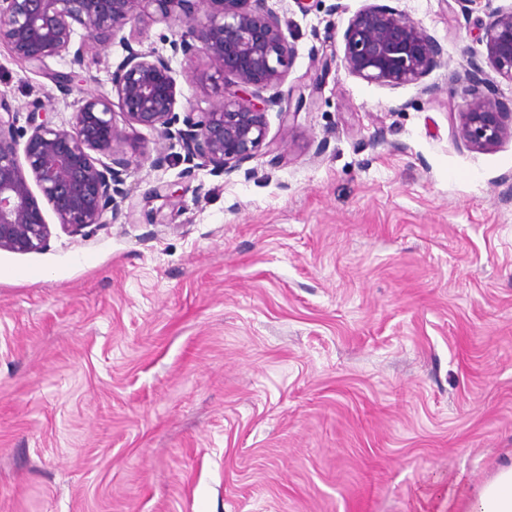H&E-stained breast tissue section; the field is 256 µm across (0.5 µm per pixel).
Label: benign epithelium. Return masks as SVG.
<instances>
[{
  "mask_svg": "<svg viewBox=\"0 0 512 512\" xmlns=\"http://www.w3.org/2000/svg\"><path fill=\"white\" fill-rule=\"evenodd\" d=\"M153 3L157 15L149 12ZM157 21L187 24L172 51L204 56L208 70L188 74L186 81L224 83L222 100L208 111L180 106L169 61L136 50L128 41L126 59L112 72L117 101L107 95L82 97L75 122L67 128L55 125L36 99L26 116L31 134L22 144L20 111L0 99V250L36 252L50 240L33 183L66 233L119 218L117 199L126 197L123 172L137 155L127 151L130 143L114 119L115 105L126 125L177 140L187 157L202 159L216 175L239 169L263 147L267 112L282 107L279 94L264 92L281 81L295 55L266 0H0V42L33 67L55 56H68L71 64L81 66L87 41L106 45L127 27ZM77 27L85 32L78 42ZM483 41L495 71L512 81V9L489 16ZM441 62L442 48L427 31L387 5L357 12L343 35L341 63L370 83L393 88L417 84ZM228 75L234 81L226 82ZM455 78L465 82L466 97L457 138L477 149L512 139V111L481 96L478 66L470 64ZM101 155L111 163L99 160Z\"/></svg>",
  "mask_w": 512,
  "mask_h": 512,
  "instance_id": "1",
  "label": "benign epithelium"
}]
</instances>
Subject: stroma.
I'll return each instance as SVG.
<instances>
[{"mask_svg": "<svg viewBox=\"0 0 512 512\" xmlns=\"http://www.w3.org/2000/svg\"><path fill=\"white\" fill-rule=\"evenodd\" d=\"M374 2L268 0L287 111L238 170L129 129L123 218L69 235L46 205V249L0 250V512H448L512 459V139H457L451 76L477 63L512 106L481 41L512 0H384L443 50L398 88L340 62ZM181 32L40 70L1 43L0 97L71 126L51 74L111 94L128 39L210 108Z\"/></svg>", "mask_w": 512, "mask_h": 512, "instance_id": "obj_1", "label": "stroma"}]
</instances>
